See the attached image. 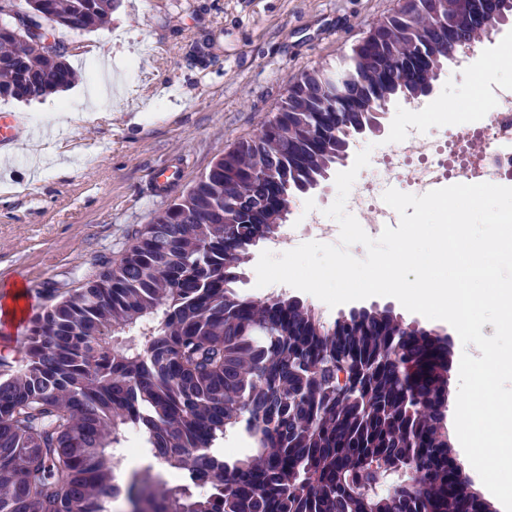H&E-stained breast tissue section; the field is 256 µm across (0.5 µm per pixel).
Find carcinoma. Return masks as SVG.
Here are the masks:
<instances>
[{
    "mask_svg": "<svg viewBox=\"0 0 512 512\" xmlns=\"http://www.w3.org/2000/svg\"><path fill=\"white\" fill-rule=\"evenodd\" d=\"M25 2L0 0V99L75 79L66 50L49 55L14 16L92 31L118 4ZM429 35L428 16L396 12L380 45L304 72L285 111L224 149L119 261L33 321L25 368L0 361V512H106L118 495L133 512H454L441 433L448 341L384 311L327 327L293 297L234 291L252 249L288 221L278 200L329 177L347 126L362 129L395 96L419 97L400 65ZM433 45L442 60L453 54L446 35ZM338 73L366 83L344 112L322 96ZM240 426L256 448L230 463L213 448ZM134 427L179 484L149 468L115 482L112 449Z\"/></svg>",
    "mask_w": 512,
    "mask_h": 512,
    "instance_id": "carcinoma-1",
    "label": "carcinoma"
}]
</instances>
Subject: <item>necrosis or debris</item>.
<instances>
[{
  "label": "necrosis or debris",
  "instance_id": "1",
  "mask_svg": "<svg viewBox=\"0 0 512 512\" xmlns=\"http://www.w3.org/2000/svg\"><path fill=\"white\" fill-rule=\"evenodd\" d=\"M481 97L489 105V116L478 125L467 112L456 113L447 123L412 104L419 124L430 126V134L412 129L401 134L396 146L374 155L372 176L357 183L347 198V211L369 236L378 237L385 225L398 220L382 199L390 183L414 195L447 182L512 185V84L485 85Z\"/></svg>",
  "mask_w": 512,
  "mask_h": 512
}]
</instances>
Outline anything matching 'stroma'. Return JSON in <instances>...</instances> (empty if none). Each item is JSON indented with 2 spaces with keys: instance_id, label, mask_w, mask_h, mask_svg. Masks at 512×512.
I'll return each instance as SVG.
<instances>
[{
  "instance_id": "obj_1",
  "label": "stroma",
  "mask_w": 512,
  "mask_h": 512,
  "mask_svg": "<svg viewBox=\"0 0 512 512\" xmlns=\"http://www.w3.org/2000/svg\"><path fill=\"white\" fill-rule=\"evenodd\" d=\"M400 0H119L87 32L58 27L78 78L29 103L24 135L0 164V284L23 282L22 320L0 325V359L20 369L30 320L116 262L156 212L180 198L224 147L257 132L305 71L333 67ZM95 106L97 121L74 124ZM39 137L71 155L31 158ZM184 174L164 195L151 188L169 162ZM239 293L300 296L325 325L328 307L285 284L256 285L247 263Z\"/></svg>"
}]
</instances>
